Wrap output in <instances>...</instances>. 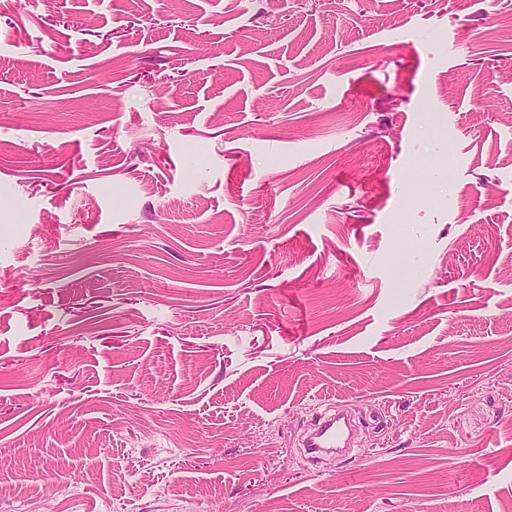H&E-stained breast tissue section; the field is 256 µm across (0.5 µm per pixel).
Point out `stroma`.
<instances>
[{"label": "stroma", "mask_w": 512, "mask_h": 512, "mask_svg": "<svg viewBox=\"0 0 512 512\" xmlns=\"http://www.w3.org/2000/svg\"><path fill=\"white\" fill-rule=\"evenodd\" d=\"M0 512H512V0H0ZM348 427L349 422L339 412L331 415L321 414L315 421L312 431L306 436L304 447L315 455L335 451L336 448H345L344 433Z\"/></svg>", "instance_id": "35a3bbf8"}]
</instances>
